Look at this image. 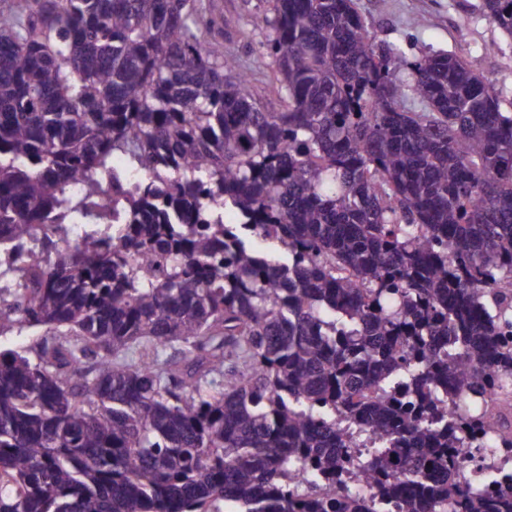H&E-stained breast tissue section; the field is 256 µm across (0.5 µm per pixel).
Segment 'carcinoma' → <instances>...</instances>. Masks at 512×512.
I'll list each match as a JSON object with an SVG mask.
<instances>
[{
  "instance_id": "1",
  "label": "carcinoma",
  "mask_w": 512,
  "mask_h": 512,
  "mask_svg": "<svg viewBox=\"0 0 512 512\" xmlns=\"http://www.w3.org/2000/svg\"><path fill=\"white\" fill-rule=\"evenodd\" d=\"M272 3L281 112L197 0L0 10V335L53 334L0 350V512H512L448 410L512 375V112L356 0ZM45 329L36 328L23 332L20 336L15 331L0 336V346L2 349H14L17 351H26L30 356H34V347L46 337H50ZM462 445L465 447L456 448V450L465 460L474 461L475 455L477 456V462H473L464 475V479L473 485H483L500 471H512V448H495L494 456L491 455L481 459L478 448H469L466 444Z\"/></svg>"
}]
</instances>
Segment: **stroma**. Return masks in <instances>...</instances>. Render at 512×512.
<instances>
[{"label": "stroma", "mask_w": 512, "mask_h": 512, "mask_svg": "<svg viewBox=\"0 0 512 512\" xmlns=\"http://www.w3.org/2000/svg\"><path fill=\"white\" fill-rule=\"evenodd\" d=\"M233 28L215 42L249 70L253 100L265 112L281 109V93L272 81V67L260 64L265 32L253 24L264 16L268 0H218ZM357 8L375 43L401 47L408 58L448 53L494 86L503 101L512 102V40L485 14L483 0H357Z\"/></svg>", "instance_id": "1"}]
</instances>
